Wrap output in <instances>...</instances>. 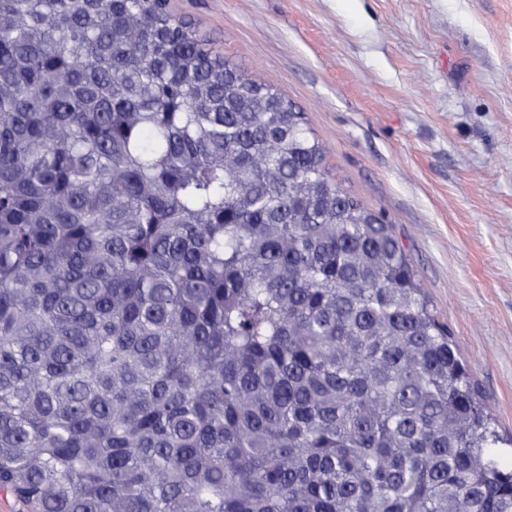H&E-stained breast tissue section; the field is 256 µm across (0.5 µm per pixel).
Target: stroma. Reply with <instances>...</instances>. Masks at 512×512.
Segmentation results:
<instances>
[{
  "mask_svg": "<svg viewBox=\"0 0 512 512\" xmlns=\"http://www.w3.org/2000/svg\"><path fill=\"white\" fill-rule=\"evenodd\" d=\"M394 225L512 436V0H169Z\"/></svg>",
  "mask_w": 512,
  "mask_h": 512,
  "instance_id": "35a3bbf8",
  "label": "stroma"
}]
</instances>
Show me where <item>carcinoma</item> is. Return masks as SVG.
Listing matches in <instances>:
<instances>
[{"mask_svg": "<svg viewBox=\"0 0 512 512\" xmlns=\"http://www.w3.org/2000/svg\"><path fill=\"white\" fill-rule=\"evenodd\" d=\"M394 226L168 0H0V490L32 512H512Z\"/></svg>", "mask_w": 512, "mask_h": 512, "instance_id": "obj_1", "label": "carcinoma"}]
</instances>
